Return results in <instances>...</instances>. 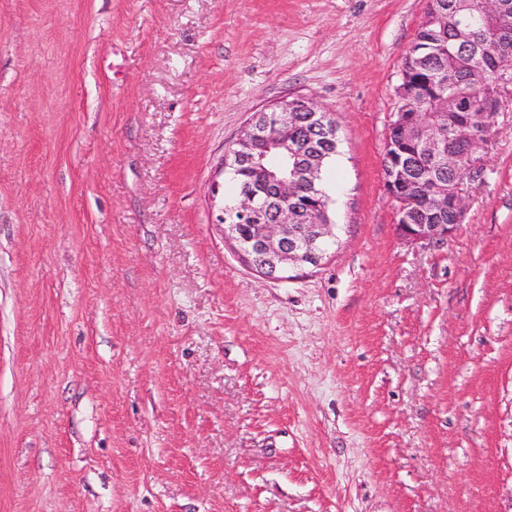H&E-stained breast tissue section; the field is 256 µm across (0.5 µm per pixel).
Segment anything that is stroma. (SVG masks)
Here are the masks:
<instances>
[{
	"instance_id": "stroma-1",
	"label": "stroma",
	"mask_w": 512,
	"mask_h": 512,
	"mask_svg": "<svg viewBox=\"0 0 512 512\" xmlns=\"http://www.w3.org/2000/svg\"><path fill=\"white\" fill-rule=\"evenodd\" d=\"M427 0H0V512H512V75L463 224L395 230ZM332 113L336 243L280 280L214 185Z\"/></svg>"
}]
</instances>
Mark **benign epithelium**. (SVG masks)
<instances>
[{
	"label": "benign epithelium",
	"instance_id": "7a95c632",
	"mask_svg": "<svg viewBox=\"0 0 512 512\" xmlns=\"http://www.w3.org/2000/svg\"><path fill=\"white\" fill-rule=\"evenodd\" d=\"M497 0H457L453 13L441 9L431 12L427 21L445 25L448 19L460 22L465 16L474 15L479 10L481 16L496 10ZM415 91L408 76V67L401 66V82L396 87V97L400 107L391 113L388 123L384 152L387 162L383 164L384 188L396 203V231L398 236L410 243L438 242L448 238L455 228L463 223L469 194L466 179L480 172L483 166V153L490 139V130L498 105V86L482 82L477 89L482 111L452 112L460 101L454 92L442 89L430 100V111L425 112L421 104L414 101ZM270 116L277 120L288 118L290 112H311L313 117L325 122L329 112L311 99L294 97L284 99L269 109ZM448 116V129L433 122V115ZM451 133L467 142L469 149L464 156L448 154V168L460 170L461 177L446 186L437 185L428 190L425 206L433 215L451 212L453 223H420L413 220L414 201L408 194V185L402 177V154L406 146L414 144L419 151L431 158L444 155L443 144L446 134ZM275 148L292 161L291 176L273 181L279 208L272 222L254 224L247 233H241V222L255 218L261 204L259 193L242 189L230 206H221V223L224 224V237L234 244L241 262L250 270L268 279H282L291 269L316 268L326 258L330 241L336 239L334 224H300L297 210L289 206L306 185H313L320 177L318 159L288 147V139L271 141L268 125L259 120V113L250 117L241 135L230 150L224 154L222 170L231 172L253 157L258 142Z\"/></svg>",
	"mask_w": 512,
	"mask_h": 512
}]
</instances>
